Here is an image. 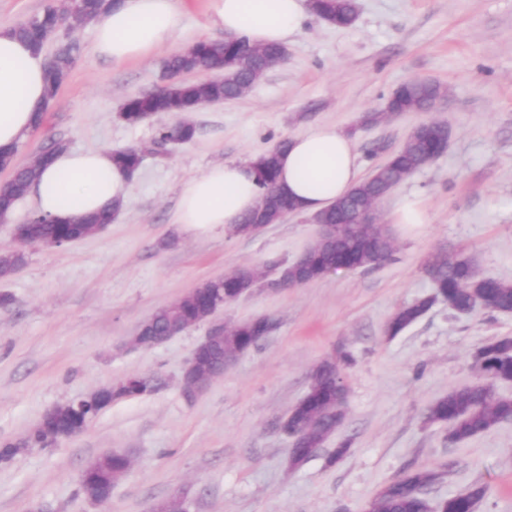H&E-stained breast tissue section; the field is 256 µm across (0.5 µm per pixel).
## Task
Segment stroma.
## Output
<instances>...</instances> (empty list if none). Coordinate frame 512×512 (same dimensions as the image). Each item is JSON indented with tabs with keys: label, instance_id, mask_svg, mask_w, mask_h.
Wrapping results in <instances>:
<instances>
[{
	"label": "stroma",
	"instance_id": "obj_1",
	"mask_svg": "<svg viewBox=\"0 0 512 512\" xmlns=\"http://www.w3.org/2000/svg\"><path fill=\"white\" fill-rule=\"evenodd\" d=\"M357 3L345 29L309 15L286 62L238 100L186 114L195 139L146 156L102 232L55 248L28 246L26 265L0 279V294L12 297L0 306V443L24 438L53 406L128 376L156 382L153 392L103 409L78 437L0 462V512H150L177 495L190 512H367L384 485L418 469L441 474L430 500L482 484L488 493L476 512H512V422L463 444L449 440L447 425L424 422L427 405L473 383L476 348L512 336V313L457 315L438 302L397 336L385 332L395 308L432 294L423 271L431 255L468 258L479 275L512 281V0ZM180 8L175 43L121 64L97 54L92 26L76 29L81 56L20 161L53 140L71 150L149 145L155 121L120 120L124 100L161 86L171 53L223 35L210 22V0H182ZM411 80L444 87L436 110L363 125ZM430 121L447 125V150L379 209L395 244L391 259L226 303L225 322L266 317L275 328L194 398L181 379L206 325L152 348L130 346L144 319L201 282L239 267L289 264L314 241L307 214L250 236L172 223L186 180L322 123L352 133L365 177ZM407 197L422 203L427 223H394ZM340 349L353 358L342 369L345 420L289 469L291 441L279 424L306 393L315 365ZM343 441L348 451L331 460ZM112 452L126 454L131 469L109 501L90 503L80 477Z\"/></svg>",
	"mask_w": 512,
	"mask_h": 512
}]
</instances>
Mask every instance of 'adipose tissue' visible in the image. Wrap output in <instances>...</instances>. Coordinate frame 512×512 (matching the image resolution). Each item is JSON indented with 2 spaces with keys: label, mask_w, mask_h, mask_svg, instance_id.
<instances>
[{
  "label": "adipose tissue",
  "mask_w": 512,
  "mask_h": 512,
  "mask_svg": "<svg viewBox=\"0 0 512 512\" xmlns=\"http://www.w3.org/2000/svg\"><path fill=\"white\" fill-rule=\"evenodd\" d=\"M307 18L303 0H212L211 22L229 35L258 45H285ZM178 0H118L95 24L97 53L115 63L150 56L174 42L180 31ZM44 53L33 52L11 28L0 26V152L19 149L46 100ZM359 180L352 138L321 124L290 138L279 159L278 182L314 214ZM132 180L108 151H61L33 188L37 213L77 219L110 203L124 202ZM251 160L210 167L183 186L173 223L193 227L241 223L258 203Z\"/></svg>",
  "instance_id": "obj_1"
}]
</instances>
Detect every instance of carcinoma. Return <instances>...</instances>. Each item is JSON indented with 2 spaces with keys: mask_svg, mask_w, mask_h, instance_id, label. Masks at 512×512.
<instances>
[{
  "mask_svg": "<svg viewBox=\"0 0 512 512\" xmlns=\"http://www.w3.org/2000/svg\"><path fill=\"white\" fill-rule=\"evenodd\" d=\"M112 7V0H63L59 6L47 5L41 12L27 17L14 26L15 33L41 52L53 34L58 17H72L78 25H87L100 18ZM313 14L331 25L349 27L357 14V0H310ZM243 36L224 39L201 40L169 55L163 62L167 75L180 73L195 75L197 79H184L172 84L165 92L142 93L127 98V112L121 118L135 125L145 120H157L154 145L163 147L173 140V130H178V141L188 143L195 136L193 124L181 119L186 112H195L211 102L236 100L245 95L250 86L267 72V66L287 55L283 47L253 45L249 51ZM54 71L48 76L47 95L54 101L65 84L70 71L81 54V44L74 37L58 41L52 50ZM442 94L437 84L413 81L397 88L388 100L386 111L366 117L374 124L386 115L417 112L427 109ZM448 133L443 129L423 123L413 129L400 149L366 179L359 182L336 204L321 213L323 221L337 226L336 238L314 249L311 266L299 270L294 279L309 283L322 278L330 270L370 268L389 259L394 253L391 238L377 230L348 223L350 213L360 207L383 201L395 186L422 169L445 151ZM288 147V140L280 141L273 148L257 155L255 169L260 196L263 197L262 223L275 224L286 214L297 213L296 204L282 191L275 192L278 159ZM64 150V144L55 142L38 152V158L26 164H17V153L0 154V169L13 170L11 180L0 186V220L14 211L18 199L27 194L41 169ZM144 151L134 146L113 152V161L129 173L140 168ZM117 210L71 224L61 218L49 221L34 215L24 223L28 240L34 242H60L84 234L95 224L106 226L113 222ZM26 263V254L16 250L0 252V278L9 277ZM435 293L411 305L397 309L387 323V331L396 335L420 319L442 294L448 295V308L458 314H471L478 309L495 313H512V282L477 274L470 260H460L444 254L432 256L426 266ZM248 275L262 283L268 271L259 266L238 269L213 281L209 288L193 297L187 296L170 305L155 310L147 322L143 341L163 336L171 325L190 327L201 324L206 309L216 300L231 301L240 287L241 276ZM265 335V326L258 320L228 323L224 327L222 351L224 356H238ZM349 356H339L338 368L332 373L321 368L311 373L307 397L296 404L290 417L280 428L295 436V447L289 457V468L294 469L313 455L335 433L342 423L347 408V388L339 365L347 364ZM471 370L476 382L455 389L432 402L424 418L428 424L446 423L450 439L465 442L487 433L512 418V397L497 392L500 383H512V337L496 338L478 347L471 355ZM154 389L148 376L129 387H112V400L118 401L134 393H147ZM84 413L73 407L61 406L52 414L49 425L61 434L80 427ZM44 435L35 428L19 443H6L0 448V461H9L20 448L43 447ZM130 461L122 454L101 461L97 484L107 487L112 476L126 474ZM438 474L431 470H415L403 478L385 485L372 500L368 512H432L425 489L433 484ZM483 485H473L442 503L444 512H473L475 505L486 494Z\"/></svg>",
  "mask_w": 512,
  "mask_h": 512,
  "instance_id": "cac0c4a2",
  "label": "carcinoma"
}]
</instances>
